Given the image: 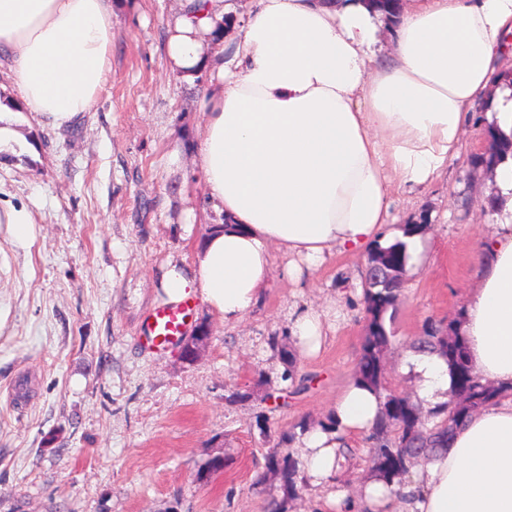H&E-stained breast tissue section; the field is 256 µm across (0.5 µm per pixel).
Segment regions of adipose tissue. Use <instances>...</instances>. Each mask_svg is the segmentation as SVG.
I'll return each instance as SVG.
<instances>
[{
  "mask_svg": "<svg viewBox=\"0 0 512 512\" xmlns=\"http://www.w3.org/2000/svg\"><path fill=\"white\" fill-rule=\"evenodd\" d=\"M384 25L395 50L383 64ZM511 46L512 0H401L393 15L371 0H250L235 18L224 0H184L168 55L175 70L210 74L195 163L224 223L196 260L168 264L161 301L194 295L237 321L269 285L274 245L299 257L286 270L294 280L327 255L364 256L399 237L409 266H421L425 237L391 229L390 197L428 187L458 158L470 110ZM0 55L24 111L74 125L111 69L112 0H0ZM496 172L500 215L474 253L458 328L501 393L454 426L406 494L373 477L336 512H512V157ZM406 362L425 403L447 401L441 355ZM379 411L377 394L353 384L336 399L335 430L304 434L314 485L329 482L347 439L371 433Z\"/></svg>",
  "mask_w": 512,
  "mask_h": 512,
  "instance_id": "1",
  "label": "adipose tissue"
}]
</instances>
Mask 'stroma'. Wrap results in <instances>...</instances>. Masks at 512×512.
I'll return each mask as SVG.
<instances>
[{"instance_id":"35a3bbf8","label":"stroma","mask_w":512,"mask_h":512,"mask_svg":"<svg viewBox=\"0 0 512 512\" xmlns=\"http://www.w3.org/2000/svg\"><path fill=\"white\" fill-rule=\"evenodd\" d=\"M181 4L113 0L111 70L73 126L21 111L0 67V124L15 133L0 145V203L35 222L26 241L0 223V512H267L274 500L284 512H336L329 496L357 499L371 473L366 437L349 440L323 487L301 471L286 493L266 462L298 456L304 433L328 423L354 379L365 257L332 255L296 284L274 250L269 287L237 322L195 302L188 332L208 339L194 360L139 342L163 267L191 262L224 221L194 163L209 74L189 79L169 65ZM492 109L487 99L475 105L441 179L392 197L396 224L426 225L430 259L405 274L384 360L390 392L417 397L403 371L410 344L458 319L473 285L497 188L493 169L471 158L496 149ZM306 310L322 320L314 354L289 336ZM286 350L296 375L311 378L305 391L282 378Z\"/></svg>"}]
</instances>
